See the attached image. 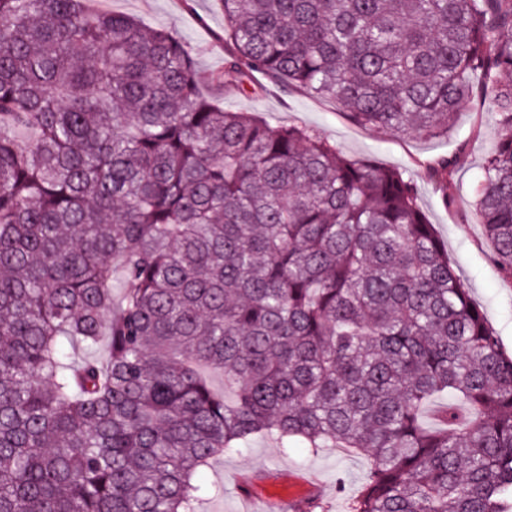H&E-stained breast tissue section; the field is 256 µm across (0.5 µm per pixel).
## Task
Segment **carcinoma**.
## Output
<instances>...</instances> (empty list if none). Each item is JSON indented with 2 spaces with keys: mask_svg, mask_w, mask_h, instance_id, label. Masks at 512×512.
Returning a JSON list of instances; mask_svg holds the SVG:
<instances>
[{
  "mask_svg": "<svg viewBox=\"0 0 512 512\" xmlns=\"http://www.w3.org/2000/svg\"><path fill=\"white\" fill-rule=\"evenodd\" d=\"M222 3L205 77L163 27L0 0V512H197L258 436L367 455L351 512H512V356L413 180L201 92L261 74L430 138L490 101L475 208L512 279V0Z\"/></svg>",
  "mask_w": 512,
  "mask_h": 512,
  "instance_id": "1",
  "label": "carcinoma"
}]
</instances>
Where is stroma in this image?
I'll use <instances>...</instances> for the list:
<instances>
[{"label":"stroma","mask_w":512,"mask_h":512,"mask_svg":"<svg viewBox=\"0 0 512 512\" xmlns=\"http://www.w3.org/2000/svg\"><path fill=\"white\" fill-rule=\"evenodd\" d=\"M105 9L167 28L189 45L202 72L222 70L224 10L220 0H107ZM218 100L226 109L254 113L273 126L289 123L312 128L348 156L411 177L421 208L447 246L473 301L495 330L503 351L512 354V280L492 262L481 217L473 207L483 158L498 136V117L490 107L462 102L448 136L425 138L361 126L333 100L270 82L248 95L225 90ZM439 158L456 161L444 194L427 172L428 163ZM369 463L367 456L341 449L326 448L315 454L299 446L284 450L259 437L249 447L215 458L203 472L210 492L202 512H241V488H249L256 496L286 493L300 476L308 480L304 498L319 499L323 512H350Z\"/></svg>","instance_id":"obj_1"}]
</instances>
